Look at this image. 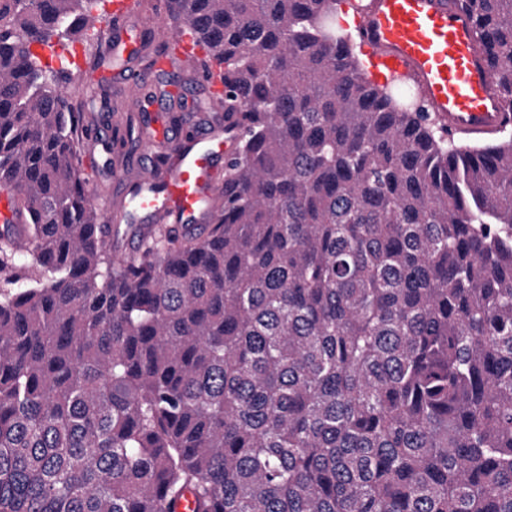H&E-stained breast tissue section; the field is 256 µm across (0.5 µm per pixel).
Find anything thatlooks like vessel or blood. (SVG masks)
Wrapping results in <instances>:
<instances>
[{
  "mask_svg": "<svg viewBox=\"0 0 512 512\" xmlns=\"http://www.w3.org/2000/svg\"><path fill=\"white\" fill-rule=\"evenodd\" d=\"M144 7L143 0H112L98 24L104 49L95 66L122 91L129 107L152 113L133 159L137 172L112 173L113 182L123 186L118 221L128 227L122 236L127 253L148 225L193 228L215 222L214 200L224 188L226 164L238 138L237 130L225 127L212 108L208 93L216 79L201 69L199 46L169 32L168 0H157L151 29L152 37L166 45V54L147 74L132 62V34L142 28ZM356 37L374 71L415 81L450 133L486 138L512 120L489 80V60L479 34L455 0H369L359 13ZM170 70L190 75L203 89V97L182 100L173 89L149 93V85ZM174 102L183 111L196 113L192 131L174 129L162 119V112ZM83 136L106 154L119 147L124 132L116 127L105 137L88 127ZM163 146L172 152L168 164L158 169L151 159ZM26 220L16 197L0 192V232H13Z\"/></svg>",
  "mask_w": 512,
  "mask_h": 512,
  "instance_id": "b4317fda",
  "label": "vessel or blood"
}]
</instances>
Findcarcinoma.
Instances as JSON below:
<instances>
[{
  "label": "carcinoma",
  "instance_id": "carcinoma-1",
  "mask_svg": "<svg viewBox=\"0 0 512 512\" xmlns=\"http://www.w3.org/2000/svg\"><path fill=\"white\" fill-rule=\"evenodd\" d=\"M100 0H0V512H512V122L457 145L336 0H171L241 130L134 253L80 174ZM512 114V0H457ZM26 213L20 209L14 195L0 192V232L13 233L15 224H25Z\"/></svg>",
  "mask_w": 512,
  "mask_h": 512
}]
</instances>
